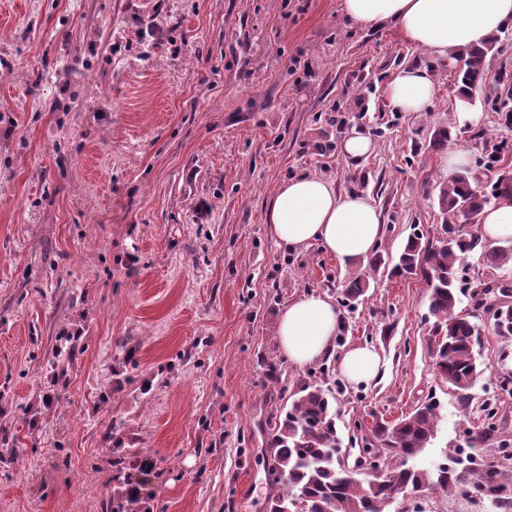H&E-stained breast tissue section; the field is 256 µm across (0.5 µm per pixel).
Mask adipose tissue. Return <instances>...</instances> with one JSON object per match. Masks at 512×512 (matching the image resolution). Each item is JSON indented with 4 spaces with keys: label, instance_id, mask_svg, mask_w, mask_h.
Segmentation results:
<instances>
[{
    "label": "adipose tissue",
    "instance_id": "adipose-tissue-1",
    "mask_svg": "<svg viewBox=\"0 0 512 512\" xmlns=\"http://www.w3.org/2000/svg\"><path fill=\"white\" fill-rule=\"evenodd\" d=\"M343 15L358 27H395L403 37L438 59L449 51L478 45L491 35L512 29V0H341ZM436 93L429 70L409 67L391 81L387 96L402 112H424ZM266 222L278 243L296 250L318 243L347 265L378 245L383 226L371 199L337 192L324 176H299L282 182L266 207ZM479 232L489 241L512 239V197L484 207ZM339 318L325 296L311 294L283 309L278 322L281 350L301 368L337 356L340 375L354 385L368 386L383 375V361L369 346H355L335 355Z\"/></svg>",
    "mask_w": 512,
    "mask_h": 512
}]
</instances>
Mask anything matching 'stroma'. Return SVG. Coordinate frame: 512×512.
Returning <instances> with one entry per match:
<instances>
[{
	"label": "stroma",
	"mask_w": 512,
	"mask_h": 512,
	"mask_svg": "<svg viewBox=\"0 0 512 512\" xmlns=\"http://www.w3.org/2000/svg\"><path fill=\"white\" fill-rule=\"evenodd\" d=\"M340 5L0 0V512H112L115 463L136 453L154 464V512H267L281 486L265 418L320 373L338 390L344 454H358L355 418L391 421L429 396L437 432L416 467L464 444L490 399L512 448V340L484 327L462 401L432 368L422 281L341 266L316 244L286 250L265 221L279 183L324 176L371 196L393 257L442 224L449 150L483 161L501 144L512 171V130L495 131L489 106L456 125L447 66ZM407 66L435 74L429 111L387 102ZM448 122L450 147L434 150ZM351 129L375 143L359 166L341 151ZM362 273L335 348L374 346L384 380L347 385L332 358L289 365L284 306L338 299ZM369 286V281L363 277L356 276L351 278L342 289V304L351 312L356 310L360 298L365 295Z\"/></svg>",
	"instance_id": "obj_1"
}]
</instances>
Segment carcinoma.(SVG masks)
<instances>
[{
  "instance_id": "carcinoma-1",
  "label": "carcinoma",
  "mask_w": 512,
  "mask_h": 512,
  "mask_svg": "<svg viewBox=\"0 0 512 512\" xmlns=\"http://www.w3.org/2000/svg\"><path fill=\"white\" fill-rule=\"evenodd\" d=\"M498 37L479 46L448 53V70L455 74V90L475 104L476 92L487 87L488 59L494 55ZM496 86L489 88L491 110L500 128H512V71L500 68ZM452 141V127L441 125L432 135V147L443 149ZM500 148L489 156L485 170L487 185L498 199L512 194V175L501 172ZM479 176L467 169L457 171L444 182L438 195L443 223L433 237H408L392 268L393 273L421 279L427 288L430 331L427 345L438 378L448 383L462 399L481 373V324L470 313L455 312L462 288V263L473 253L492 269L512 266V245L490 247L479 235L466 233L468 224L486 205V195L478 189ZM369 281L351 278L342 289V304L355 311ZM474 299L483 307L495 335L512 338V281L495 278ZM336 396L324 381L297 382L289 410L267 416L268 467L283 491L269 503V512H387L398 496L410 490L426 494L455 495L470 486L490 500L498 512H512V473L490 462L478 475L469 478L408 465L434 439L437 403L423 402L411 413L391 422L373 420L368 432L360 435L359 454L354 464L341 456L336 428ZM499 434L494 415L488 412L470 437L474 448H490ZM399 456L394 467L374 466L362 480L372 461Z\"/></svg>"
}]
</instances>
